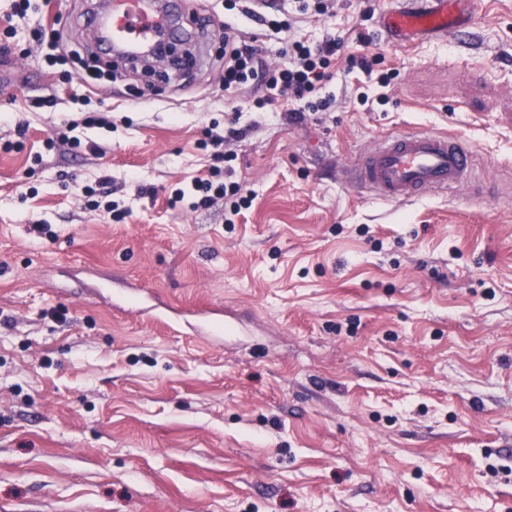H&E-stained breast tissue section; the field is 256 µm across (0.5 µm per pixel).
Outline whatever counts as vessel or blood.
Here are the masks:
<instances>
[{
  "mask_svg": "<svg viewBox=\"0 0 512 512\" xmlns=\"http://www.w3.org/2000/svg\"><path fill=\"white\" fill-rule=\"evenodd\" d=\"M463 4L472 9L476 0H388L379 26L389 42H403L419 32L444 37L465 30L457 17ZM177 14V0H166L160 11L151 9L146 0H110L94 22L102 42L130 59L165 37ZM472 167V149L465 139L415 131L375 140L360 154L349 178L384 199L412 202L427 192L471 189Z\"/></svg>",
  "mask_w": 512,
  "mask_h": 512,
  "instance_id": "obj_1",
  "label": "vessel or blood"
}]
</instances>
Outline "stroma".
<instances>
[{
	"label": "stroma",
	"instance_id": "obj_1",
	"mask_svg": "<svg viewBox=\"0 0 512 512\" xmlns=\"http://www.w3.org/2000/svg\"><path fill=\"white\" fill-rule=\"evenodd\" d=\"M183 6L214 38L162 79L96 47V0H0V512H512V0L401 44L362 18L384 0H282L290 33ZM228 21L272 66L340 40L331 107L225 93ZM403 128L463 136L495 194L352 187ZM214 171L250 208L175 201ZM103 177L126 219L82 193Z\"/></svg>",
	"mask_w": 512,
	"mask_h": 512
}]
</instances>
